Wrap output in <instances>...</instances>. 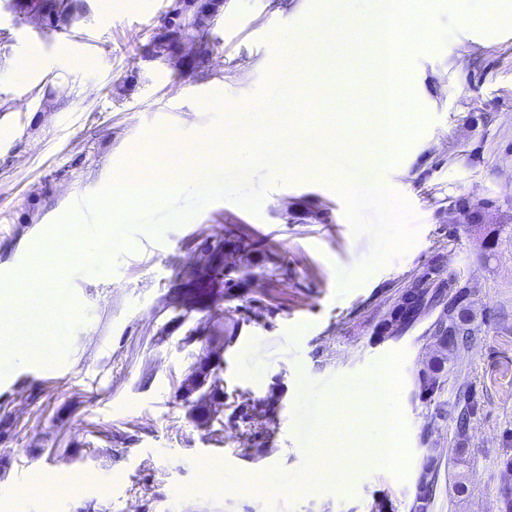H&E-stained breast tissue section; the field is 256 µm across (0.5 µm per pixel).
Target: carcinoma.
<instances>
[{
	"mask_svg": "<svg viewBox=\"0 0 512 512\" xmlns=\"http://www.w3.org/2000/svg\"><path fill=\"white\" fill-rule=\"evenodd\" d=\"M33 6L46 10L48 14H68L79 16L85 10V0H32ZM215 14H202L195 8V0H178L174 16L169 18L172 31L169 37L155 44L158 56L173 53L178 41L189 29L197 33L204 48L203 57L212 58L213 50L207 40L209 26ZM248 260L241 254L235 266L227 267L223 259L210 252L204 253L193 268L192 286L196 293L209 295L217 299L239 287L237 273L240 265ZM441 308L440 319L435 330L433 361L443 360L444 348L441 343L452 335L458 343L465 344L472 337L474 311L469 302L467 282L455 274L445 275V268L439 260H434L412 282L411 286L401 295L400 299L388 311L381 324V333L390 336L404 335L429 309ZM205 367H194L186 375L181 386L182 397L189 398L194 392L201 391L195 400L202 409L201 417L212 431L221 433L224 424L242 421L254 427L263 425V420L271 413L270 406H262L248 399L242 400L239 395L224 391L219 377L206 383ZM418 387L422 394L432 396L441 390V381L436 370L423 374L418 379ZM435 483L433 471L425 469L421 475V492L418 497L416 512H426Z\"/></svg>",
	"mask_w": 512,
	"mask_h": 512,
	"instance_id": "carcinoma-1",
	"label": "carcinoma"
}]
</instances>
